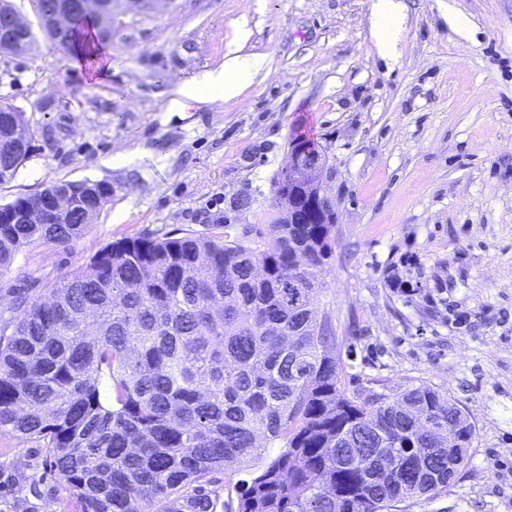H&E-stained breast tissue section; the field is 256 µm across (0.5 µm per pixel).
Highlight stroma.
<instances>
[{
	"instance_id": "obj_1",
	"label": "stroma",
	"mask_w": 512,
	"mask_h": 512,
	"mask_svg": "<svg viewBox=\"0 0 512 512\" xmlns=\"http://www.w3.org/2000/svg\"><path fill=\"white\" fill-rule=\"evenodd\" d=\"M402 2L390 60L372 0H112L126 40L95 82L40 32L28 54L0 53V101L34 133L0 203L59 180L114 188L83 236L22 250L0 276V322L20 289L43 294L117 239L266 228L288 140L305 132L336 213L314 303L352 348L345 365L430 385L476 426L447 492L402 512H512V0ZM251 53L265 63L240 97L168 111L175 86ZM45 469L37 443L0 434V512H46L61 491Z\"/></svg>"
}]
</instances>
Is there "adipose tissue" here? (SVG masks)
Masks as SVG:
<instances>
[{
  "label": "adipose tissue",
  "mask_w": 512,
  "mask_h": 512,
  "mask_svg": "<svg viewBox=\"0 0 512 512\" xmlns=\"http://www.w3.org/2000/svg\"><path fill=\"white\" fill-rule=\"evenodd\" d=\"M373 36L381 58H391L402 31L401 0H373ZM262 66L261 59L247 57L226 58L223 65L206 72L202 78L179 84L170 100L172 110H183L187 103H214L239 97L249 76Z\"/></svg>",
  "instance_id": "obj_1"
}]
</instances>
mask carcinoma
Here are the masks:
<instances>
[{
  "instance_id": "obj_1",
  "label": "carcinoma",
  "mask_w": 512,
  "mask_h": 512,
  "mask_svg": "<svg viewBox=\"0 0 512 512\" xmlns=\"http://www.w3.org/2000/svg\"><path fill=\"white\" fill-rule=\"evenodd\" d=\"M87 18L41 29L88 56L125 40ZM31 148L0 145V182ZM70 187L0 204V275L25 247L80 238L114 193L77 189L65 216L12 223ZM335 245L336 225L312 218L125 237L46 296L20 297L0 327V431L45 448L64 492L49 512H397L447 491L476 426L427 384L348 380L333 316L313 306ZM431 419L461 446L430 442ZM220 474L225 499L212 490Z\"/></svg>"
}]
</instances>
